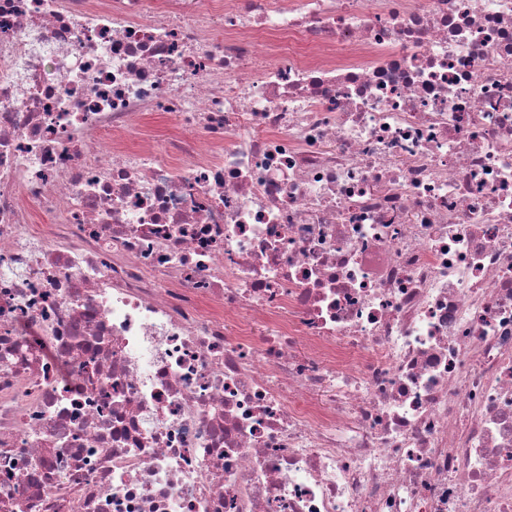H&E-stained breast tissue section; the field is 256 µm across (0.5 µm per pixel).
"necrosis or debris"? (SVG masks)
Masks as SVG:
<instances>
[{"instance_id":"necrosis-or-debris-1","label":"necrosis or debris","mask_w":512,"mask_h":512,"mask_svg":"<svg viewBox=\"0 0 512 512\" xmlns=\"http://www.w3.org/2000/svg\"><path fill=\"white\" fill-rule=\"evenodd\" d=\"M0 512H512V0H0Z\"/></svg>"}]
</instances>
